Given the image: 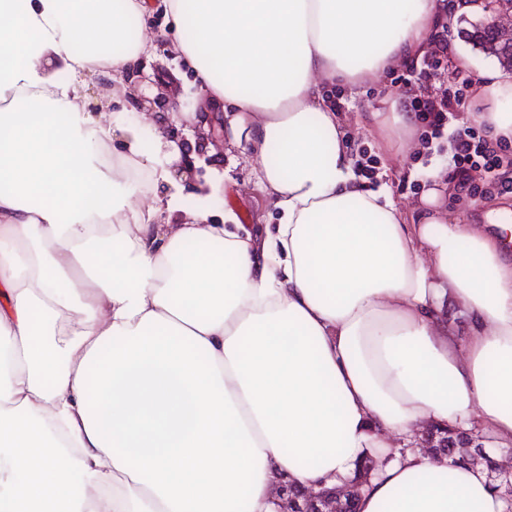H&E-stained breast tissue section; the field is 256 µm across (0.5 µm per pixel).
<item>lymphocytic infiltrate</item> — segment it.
<instances>
[{"instance_id": "obj_1", "label": "lymphocytic infiltrate", "mask_w": 512, "mask_h": 512, "mask_svg": "<svg viewBox=\"0 0 512 512\" xmlns=\"http://www.w3.org/2000/svg\"><path fill=\"white\" fill-rule=\"evenodd\" d=\"M448 52L445 38H438L433 52L425 56L419 69L398 75L397 83L415 90L411 108L430 137H447L451 151V176L458 189L475 193L473 171H484L487 181L499 193H512V145L505 137H492L488 126L460 124L458 109L475 86L474 78L464 74L449 76L443 63Z\"/></svg>"}]
</instances>
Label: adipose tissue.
<instances>
[{
  "label": "adipose tissue",
  "mask_w": 512,
  "mask_h": 512,
  "mask_svg": "<svg viewBox=\"0 0 512 512\" xmlns=\"http://www.w3.org/2000/svg\"><path fill=\"white\" fill-rule=\"evenodd\" d=\"M148 7L0 0V512H278L281 480L331 488L370 454L358 512H506L485 467L416 446L428 422L512 447V228L458 223L438 169L411 214L370 188L323 91L427 52L441 0H165L281 213L258 230L206 195L181 219L163 117L79 91H124ZM374 120L421 149L415 113Z\"/></svg>",
  "instance_id": "adipose-tissue-1"
}]
</instances>
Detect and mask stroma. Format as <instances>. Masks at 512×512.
<instances>
[{"instance_id":"35a3bbf8","label":"stroma","mask_w":512,"mask_h":512,"mask_svg":"<svg viewBox=\"0 0 512 512\" xmlns=\"http://www.w3.org/2000/svg\"><path fill=\"white\" fill-rule=\"evenodd\" d=\"M145 73H156L155 83L150 84L148 93L159 98L168 109H176L172 123L173 139L183 140L195 167L201 168V175L185 183L183 207L192 209L195 200L202 194L211 198V221L223 223L225 212L236 215L242 224H275L279 212L268 197L259 189L252 174L255 164L249 150L232 139H225L222 155H212L205 135L195 133L197 124L196 107L199 99L191 68L174 50L154 52L140 63ZM396 70L386 71L379 80L369 81L355 88L341 87L343 108L339 118L354 151H367L373 156L374 175L368 176L370 186H378L380 174H388V185L393 199L403 210H410L427 188L422 179L423 170L441 166L449 170L447 138L434 140L430 149L421 154L390 155L377 134L371 133V115L388 109L390 100L408 103L409 96L397 85Z\"/></svg>"}]
</instances>
